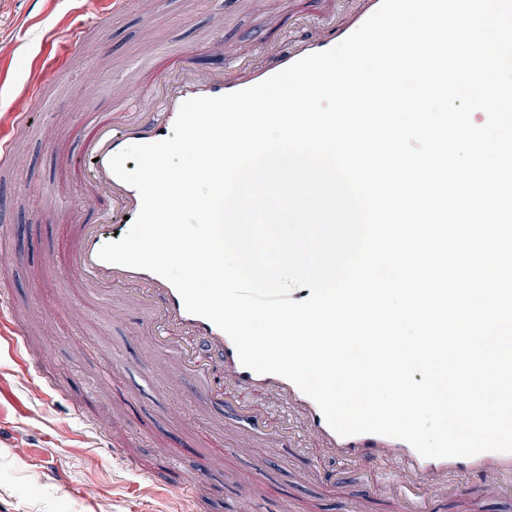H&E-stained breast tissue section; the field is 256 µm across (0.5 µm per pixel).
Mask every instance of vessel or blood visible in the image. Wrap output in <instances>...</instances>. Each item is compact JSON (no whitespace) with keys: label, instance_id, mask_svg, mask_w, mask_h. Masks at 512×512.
I'll return each instance as SVG.
<instances>
[{"label":"vessel or blood","instance_id":"1","mask_svg":"<svg viewBox=\"0 0 512 512\" xmlns=\"http://www.w3.org/2000/svg\"><path fill=\"white\" fill-rule=\"evenodd\" d=\"M98 19L86 10L76 11L74 23L64 42V54L81 53L83 42L98 33ZM351 33L347 27H331L304 48L281 41L277 46H258L260 64L243 62L244 74L226 78L223 69L199 67L190 52L172 58L151 56L144 66L153 70L151 94H135L113 103L111 116L81 113L83 133L64 163L83 194L96 204L94 222L74 225L67 252L52 260L66 274L74 275L86 294L104 303L119 302L123 309L146 310L145 327L157 349L176 363L179 377L192 381L204 403L223 409L228 388L272 392L281 399L289 418H300L306 433L321 441L326 452L346 460L368 457L388 461L398 476V484L387 487L385 496L404 507V512H423L435 488L478 480L482 486L512 488V452L486 451L470 457L429 459L422 457L404 440L379 435L342 436L326 422L317 403L287 378L259 373L243 366L230 337L211 321L190 314L176 288L158 274L102 261L100 249L123 238L141 208L138 190L120 180L110 168V160L133 144L152 143L171 137L183 102L195 97H216L250 88L283 71L297 60L333 48ZM14 133L0 139V168H18L25 160L20 135L33 122L30 112L15 110ZM23 325L0 317V349L22 348L18 362L22 371L38 373L42 386L57 395L55 380L44 374L41 354L25 348ZM244 429L242 439L252 434L266 435L275 447L288 445V430L280 419H270L250 410L239 414ZM207 459H200L195 475L185 487L194 501L222 493L213 483Z\"/></svg>","mask_w":512,"mask_h":512}]
</instances>
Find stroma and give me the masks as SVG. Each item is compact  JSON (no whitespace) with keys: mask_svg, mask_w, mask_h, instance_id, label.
Listing matches in <instances>:
<instances>
[{"mask_svg":"<svg viewBox=\"0 0 512 512\" xmlns=\"http://www.w3.org/2000/svg\"><path fill=\"white\" fill-rule=\"evenodd\" d=\"M365 8L364 0H137L123 13L103 11L104 36L60 61L42 100L29 106L37 119L25 166L0 172V224L11 226L6 248L18 256L0 264V276L61 395L47 399L35 377L0 361V512H231L234 486L197 505L184 496L201 456L211 457L213 477L235 472L260 485L255 512H394L391 500L368 498L359 483L328 494L305 478L301 460L265 440L240 447L232 413L197 406L193 390L170 397L174 368L140 330L138 314L115 319L114 307L83 297L46 255L48 246L64 248L74 217L57 205L70 197L72 178L56 161L75 114L83 105L106 113L117 96L146 91L134 67L141 55L187 50L200 66H226L251 56L260 41L346 24ZM48 20L67 23L53 0H0V96L39 67L40 57L22 46L42 42ZM440 512H512V501L469 483Z\"/></svg>","mask_w":512,"mask_h":512,"instance_id":"1","label":"stroma"}]
</instances>
